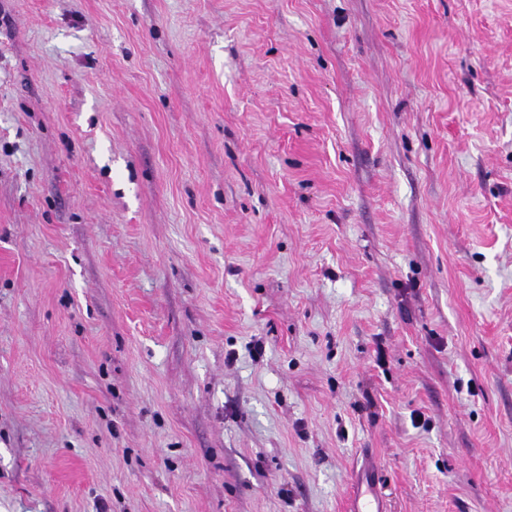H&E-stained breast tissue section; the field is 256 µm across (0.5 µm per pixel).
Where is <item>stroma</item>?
<instances>
[{
    "mask_svg": "<svg viewBox=\"0 0 512 512\" xmlns=\"http://www.w3.org/2000/svg\"><path fill=\"white\" fill-rule=\"evenodd\" d=\"M512 512V0H0V512Z\"/></svg>",
    "mask_w": 512,
    "mask_h": 512,
    "instance_id": "1",
    "label": "stroma"
}]
</instances>
